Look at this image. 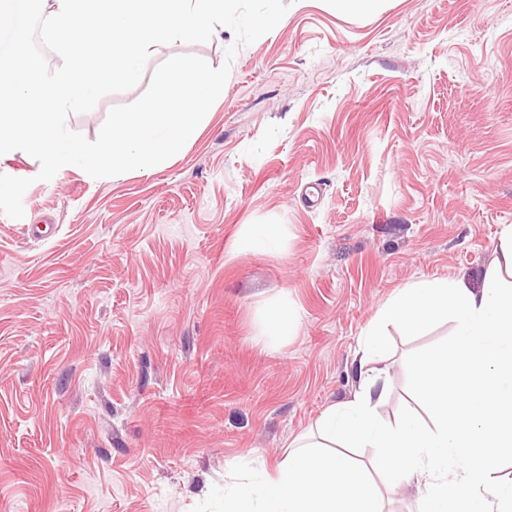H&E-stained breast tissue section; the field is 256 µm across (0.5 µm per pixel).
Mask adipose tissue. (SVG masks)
<instances>
[{
    "label": "adipose tissue",
    "mask_w": 512,
    "mask_h": 512,
    "mask_svg": "<svg viewBox=\"0 0 512 512\" xmlns=\"http://www.w3.org/2000/svg\"><path fill=\"white\" fill-rule=\"evenodd\" d=\"M452 320L438 354L417 359L411 380L429 409L388 420V390L370 367L393 326L416 332ZM359 385L331 406L316 437L297 442L275 469L258 467L224 488V512H382L375 483H416L420 512H512V482L496 479L512 458V225H502L482 284L420 279L396 292L362 332ZM372 448L369 466L348 451Z\"/></svg>",
    "instance_id": "1"
}]
</instances>
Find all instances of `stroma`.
Returning a JSON list of instances; mask_svg holds the SVG:
<instances>
[{"instance_id":"35a3bbf8","label":"stroma","mask_w":512,"mask_h":512,"mask_svg":"<svg viewBox=\"0 0 512 512\" xmlns=\"http://www.w3.org/2000/svg\"><path fill=\"white\" fill-rule=\"evenodd\" d=\"M233 38L152 46L147 76L180 54L220 66ZM147 76L68 128L95 139ZM39 170L0 160L31 181L23 217L0 213V512H221L225 484L351 397L392 294L481 283L512 224V0H295L176 158ZM261 224L278 252L243 249ZM283 306L298 320L276 340ZM452 332L388 328L386 419L428 417L410 366Z\"/></svg>"}]
</instances>
